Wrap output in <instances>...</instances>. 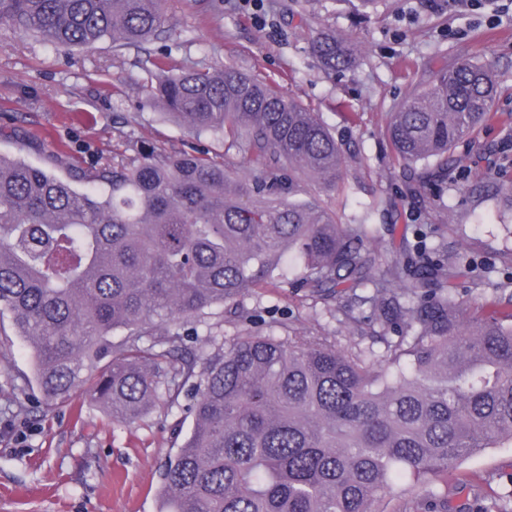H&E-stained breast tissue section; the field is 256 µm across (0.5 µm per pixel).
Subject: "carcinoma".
<instances>
[{
  "instance_id": "cac0c4a2",
  "label": "carcinoma",
  "mask_w": 512,
  "mask_h": 512,
  "mask_svg": "<svg viewBox=\"0 0 512 512\" xmlns=\"http://www.w3.org/2000/svg\"><path fill=\"white\" fill-rule=\"evenodd\" d=\"M163 3L0 0V20L60 48L139 47L162 32ZM312 51L327 71L356 61L334 34ZM143 90L189 132L221 138L224 158L144 144L112 154L94 176L102 189L80 191L0 154V316L32 350L46 411L86 388L132 422L193 383L194 427L164 465L159 512H385L387 496L448 512L428 478L512 441V313L467 321L449 288L479 265L422 230L407 262L379 265L363 248L366 218L344 224L299 200L303 179L344 182V149L318 113L260 78L226 65ZM496 95L494 74L465 59L392 113L385 135L414 197L444 183L448 152ZM286 249L304 259L303 286L325 297L344 286L399 331L384 354L244 333L200 368L171 360L181 337L154 325L238 305L274 283Z\"/></svg>"
}]
</instances>
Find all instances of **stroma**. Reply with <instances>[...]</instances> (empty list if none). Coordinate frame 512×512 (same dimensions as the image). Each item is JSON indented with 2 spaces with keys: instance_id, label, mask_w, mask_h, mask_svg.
<instances>
[{
  "instance_id": "obj_1",
  "label": "stroma",
  "mask_w": 512,
  "mask_h": 512,
  "mask_svg": "<svg viewBox=\"0 0 512 512\" xmlns=\"http://www.w3.org/2000/svg\"><path fill=\"white\" fill-rule=\"evenodd\" d=\"M166 31L140 47L104 41L67 50L0 23V153L23 158L91 188L113 151L153 143L171 153L224 143L188 134L141 83L156 60L165 69L230 64L267 81L319 114L346 155L345 184L324 199L342 220L367 215L376 233L366 250L384 262L401 254L415 225L434 241L492 267V282L466 278L454 288L471 320L507 310L499 282L512 280V0L463 10L456 0H380L368 17L348 0H167ZM322 31L350 38L358 58L326 72L311 42ZM486 64L498 81L488 119L454 149L448 185L411 197L404 165L384 130L392 112L461 60ZM274 286L244 296L258 315L243 325L229 309L163 324L180 334L184 355L203 360L243 329L265 335L323 336L338 349L380 354L369 309L344 314L348 291L322 300L300 285L303 262L289 251ZM31 361L9 318L0 319V512H157L161 470L190 434L194 392L131 423L112 420L76 392L52 414L27 380ZM448 512H476L512 486V443L464 458L437 481Z\"/></svg>"
}]
</instances>
